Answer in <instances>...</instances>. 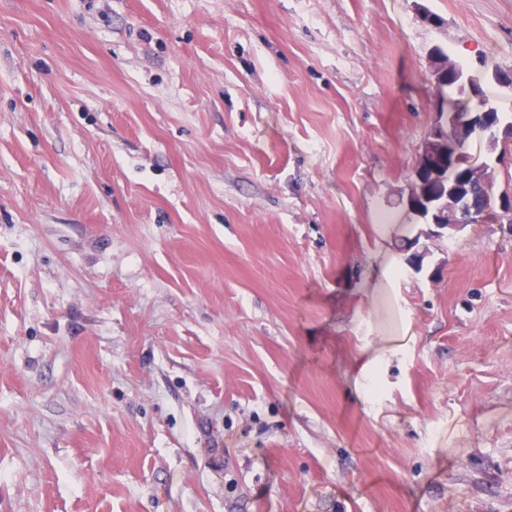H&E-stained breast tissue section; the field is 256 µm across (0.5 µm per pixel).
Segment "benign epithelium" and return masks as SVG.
I'll use <instances>...</instances> for the list:
<instances>
[{
    "mask_svg": "<svg viewBox=\"0 0 512 512\" xmlns=\"http://www.w3.org/2000/svg\"><path fill=\"white\" fill-rule=\"evenodd\" d=\"M494 112L488 108L482 112L471 110L453 112L438 119L437 126L425 142L422 152L432 150V142L448 138L451 132L466 135L471 128L485 127L498 133L504 142H512V126H500L493 122ZM423 205L415 206L414 211L422 223L432 226L424 233L428 240L443 237L442 230L458 228L464 224H480L484 221V196L477 190L466 187L460 191L445 192L443 195L422 199Z\"/></svg>",
    "mask_w": 512,
    "mask_h": 512,
    "instance_id": "benign-epithelium-1",
    "label": "benign epithelium"
}]
</instances>
